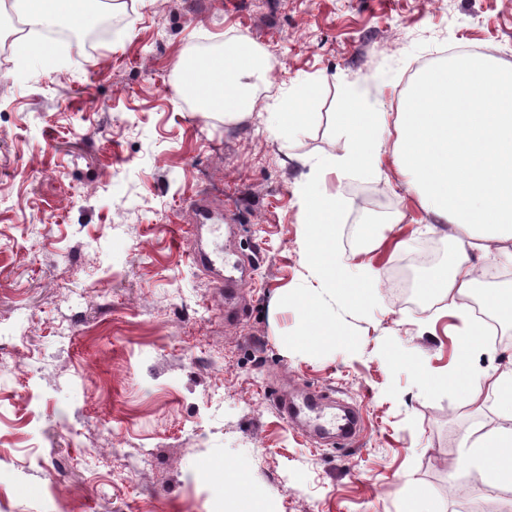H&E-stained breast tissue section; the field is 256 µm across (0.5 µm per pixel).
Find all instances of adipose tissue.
Segmentation results:
<instances>
[{"label":"adipose tissue","mask_w":512,"mask_h":512,"mask_svg":"<svg viewBox=\"0 0 512 512\" xmlns=\"http://www.w3.org/2000/svg\"><path fill=\"white\" fill-rule=\"evenodd\" d=\"M20 2L28 19L40 26L87 28L98 19L81 0ZM259 65L250 39L242 35L233 47L179 58L175 68L181 92L196 111H220L236 118L246 113L252 94L244 78ZM411 100V106L396 115L400 138L393 162L408 176L422 207L438 224L460 235L447 265L431 272L422 286L467 292L477 281L471 250L512 259V71L481 56L457 57L424 72ZM335 120L347 144L323 163V171L379 175L385 113L363 103L361 88L354 86ZM295 193L304 213L305 245L323 287L348 303L364 302L371 290L368 275L338 256L331 244L335 197L307 181L297 183ZM490 390L509 423L477 437L470 457L486 476L488 488H512V370L494 377Z\"/></svg>","instance_id":"obj_1"}]
</instances>
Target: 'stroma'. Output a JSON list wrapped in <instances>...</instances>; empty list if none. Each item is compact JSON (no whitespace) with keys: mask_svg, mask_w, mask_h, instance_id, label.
Segmentation results:
<instances>
[{"mask_svg":"<svg viewBox=\"0 0 512 512\" xmlns=\"http://www.w3.org/2000/svg\"><path fill=\"white\" fill-rule=\"evenodd\" d=\"M98 2L107 24L57 41L59 64L31 62L37 37L0 57V512H224L227 467L268 512H407L417 490L444 512H512V489L486 492L461 462L468 434L507 423L463 400L512 368V322L494 342L471 318L480 344L464 351L456 313L473 293L420 309L399 293L419 245L434 259L417 281L455 240L392 162L321 172L350 86L397 113L453 57L512 68V0ZM242 34L262 59L247 114L193 111L176 61ZM302 82L310 120L290 142L269 115ZM307 180L338 202L337 253L373 269L363 306L313 273L293 194ZM202 192L223 199L224 252L248 268L231 303L191 263ZM304 292L343 330L336 345L310 346ZM277 385L357 407L362 431L319 443L276 410ZM131 445L149 466L113 456Z\"/></svg>","mask_w":512,"mask_h":512,"instance_id":"35a3bbf8","label":"stroma"}]
</instances>
